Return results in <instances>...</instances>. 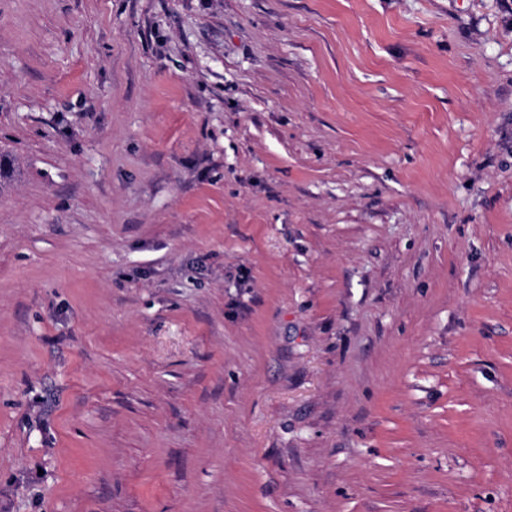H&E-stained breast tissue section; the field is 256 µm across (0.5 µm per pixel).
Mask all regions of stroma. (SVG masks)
<instances>
[{"instance_id": "stroma-1", "label": "stroma", "mask_w": 512, "mask_h": 512, "mask_svg": "<svg viewBox=\"0 0 512 512\" xmlns=\"http://www.w3.org/2000/svg\"><path fill=\"white\" fill-rule=\"evenodd\" d=\"M0 512H512V0H0Z\"/></svg>"}]
</instances>
